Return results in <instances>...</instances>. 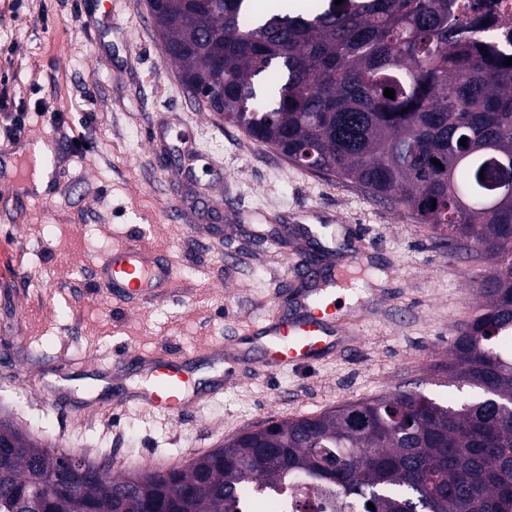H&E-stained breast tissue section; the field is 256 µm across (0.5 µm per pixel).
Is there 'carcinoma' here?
Segmentation results:
<instances>
[{
  "mask_svg": "<svg viewBox=\"0 0 512 512\" xmlns=\"http://www.w3.org/2000/svg\"><path fill=\"white\" fill-rule=\"evenodd\" d=\"M244 2L154 0L180 81L290 165L488 258L484 301L434 368L481 395L398 389L134 474L89 458L72 470L0 419V512H243L254 489L292 483L305 495L288 512H512V65L453 0H328L248 24Z\"/></svg>",
  "mask_w": 512,
  "mask_h": 512,
  "instance_id": "cac0c4a2",
  "label": "carcinoma"
}]
</instances>
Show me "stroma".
Instances as JSON below:
<instances>
[{
  "label": "stroma",
  "mask_w": 512,
  "mask_h": 512,
  "mask_svg": "<svg viewBox=\"0 0 512 512\" xmlns=\"http://www.w3.org/2000/svg\"><path fill=\"white\" fill-rule=\"evenodd\" d=\"M40 140L55 148L44 201L26 171ZM131 239L177 264L163 300L99 296L97 263ZM363 245L353 340L307 367L257 368L268 308L294 313L309 278ZM487 269L405 208L291 167L199 108L146 0H0V418L32 437L163 471L271 420L399 389L458 398L433 367ZM228 340L239 359L223 382L203 350ZM124 348L188 355L195 402L175 418L132 401L144 380L115 364Z\"/></svg>",
  "instance_id": "obj_1"
}]
</instances>
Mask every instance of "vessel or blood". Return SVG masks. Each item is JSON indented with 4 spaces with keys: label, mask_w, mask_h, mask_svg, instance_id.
<instances>
[{
    "label": "vessel or blood",
    "mask_w": 512,
    "mask_h": 512,
    "mask_svg": "<svg viewBox=\"0 0 512 512\" xmlns=\"http://www.w3.org/2000/svg\"><path fill=\"white\" fill-rule=\"evenodd\" d=\"M177 274L161 251L148 250L131 241L107 253L97 270L96 286L105 297L115 295L130 300L152 301ZM335 284L308 291L300 302V313L289 318L269 314L261 333V365L281 370L324 356L339 340L337 306L331 298ZM139 372L150 381L138 392L139 403L150 410L180 414L187 403L189 377L180 354H156L141 359Z\"/></svg>",
    "instance_id": "b4317fda"
}]
</instances>
